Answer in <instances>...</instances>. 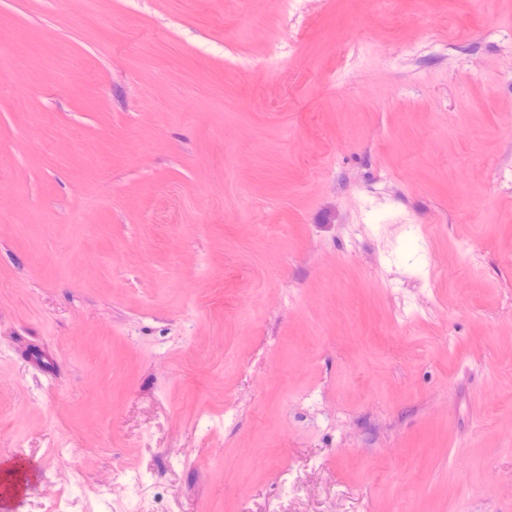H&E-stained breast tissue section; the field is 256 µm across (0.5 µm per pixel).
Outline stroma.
Segmentation results:
<instances>
[{
	"label": "stroma",
	"mask_w": 512,
	"mask_h": 512,
	"mask_svg": "<svg viewBox=\"0 0 512 512\" xmlns=\"http://www.w3.org/2000/svg\"><path fill=\"white\" fill-rule=\"evenodd\" d=\"M14 460L0 512H512V0H0Z\"/></svg>",
	"instance_id": "1"
}]
</instances>
